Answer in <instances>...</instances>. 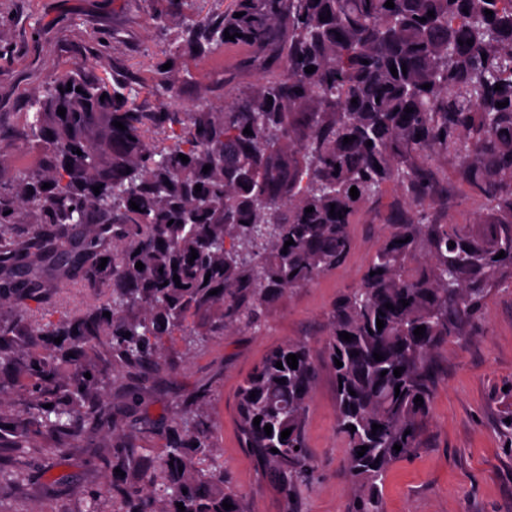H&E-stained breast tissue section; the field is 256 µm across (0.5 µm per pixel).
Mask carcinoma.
Wrapping results in <instances>:
<instances>
[{"mask_svg": "<svg viewBox=\"0 0 512 512\" xmlns=\"http://www.w3.org/2000/svg\"><path fill=\"white\" fill-rule=\"evenodd\" d=\"M386 2L231 0L225 11L183 20L164 51L171 67H156L155 97L175 93L181 58L216 50L227 33L252 48L249 67L279 70L218 110L141 112L125 83L109 84L85 62L58 75L33 103L36 112L17 137L43 154L14 181L0 182V312H10L0 315V368L24 373L34 399L17 407L12 428L0 426V442L15 448L8 468L0 466V483L19 485L34 469L54 467L62 448L35 459L28 448L37 434L77 440L112 424L109 378L93 358L159 371L165 342L176 334L199 346L229 325L260 327L283 290L344 261L348 224L392 182L408 210L390 223L361 286L336 301L327 340L334 378L342 380L336 427L347 446L350 512H383L388 469L420 446L433 399L434 350L465 335L492 289L512 288V0H393L392 8ZM310 65L315 71L308 74ZM151 131L163 135L165 147L153 144ZM442 161L491 213L483 230L431 222L442 205ZM309 207L314 211L305 212ZM108 237L112 255L101 268ZM289 239L294 244L287 247ZM138 262L145 268L136 269ZM45 288L54 289L57 322L38 321L29 307ZM89 288L97 289L93 304L81 299ZM16 316L37 322L23 350L12 343ZM198 316L207 329L195 327ZM419 326L421 338L414 335ZM289 354L299 355L295 369ZM336 358L343 366L334 365ZM57 361L70 366V382L57 380ZM316 375L308 345L287 343L238 390L242 444L274 478L288 510L315 471L304 426ZM166 439L157 456L123 442L117 461L137 481L87 488L88 512L109 499L119 502L118 512H180L179 503L185 512H246L243 496L228 491L232 476L198 410L179 408ZM224 502L233 508L225 510Z\"/></svg>", "mask_w": 512, "mask_h": 512, "instance_id": "obj_1", "label": "carcinoma"}]
</instances>
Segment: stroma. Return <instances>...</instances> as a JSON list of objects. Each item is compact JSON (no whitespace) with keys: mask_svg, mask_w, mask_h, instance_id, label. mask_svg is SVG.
Here are the masks:
<instances>
[{"mask_svg":"<svg viewBox=\"0 0 512 512\" xmlns=\"http://www.w3.org/2000/svg\"><path fill=\"white\" fill-rule=\"evenodd\" d=\"M181 18L164 13L153 20L145 0H0V127L20 129L32 104L54 77L74 64L95 66L107 81L152 83ZM247 45L182 59L187 76L170 111L187 112L201 102L219 108L274 71L259 73L246 61ZM158 98L143 94L141 111H158ZM444 200L435 223L471 224L488 219L465 181L452 166L438 175ZM400 188L386 184L366 202L348 231L352 248L345 262L301 288L284 290L256 330H228L201 348L187 350L180 338L166 345V369L155 372L115 369L107 396L120 408L112 427L89 430L84 440L62 445L45 433L35 450L63 447L51 476L32 473L19 487H0V507H38L57 503L84 512L83 488L116 477L112 447L129 433L132 420L146 417L157 427L169 423L175 408L203 406L214 431L215 449L242 493L247 512H285L274 480L243 447L237 414L242 381L274 348L305 342L318 374L309 399L305 435L316 469L296 512H348L351 483L345 466V441L336 430V387L325 340L337 298L358 287L371 256L389 233V219L404 205ZM433 403L422 425L421 446L397 460L382 487L383 512H512V450L504 448L501 420L512 410V288L493 289L483 315L466 335L448 338L433 353ZM142 395L128 400L130 391Z\"/></svg>","mask_w":512,"mask_h":512,"instance_id":"obj_1","label":"stroma"}]
</instances>
